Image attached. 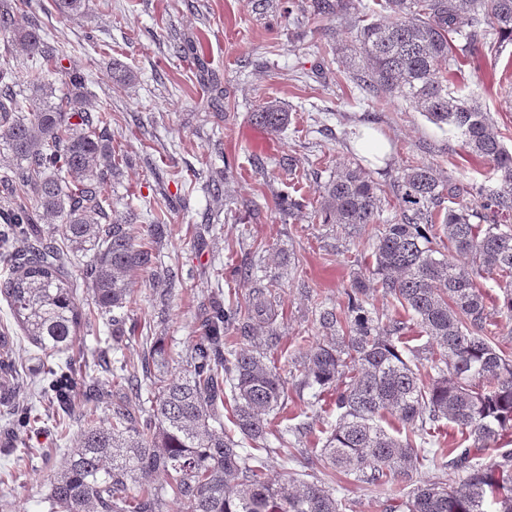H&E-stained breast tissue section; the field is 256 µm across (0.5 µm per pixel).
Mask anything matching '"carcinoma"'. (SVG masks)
Returning a JSON list of instances; mask_svg holds the SVG:
<instances>
[{"label":"carcinoma","instance_id":"obj_1","mask_svg":"<svg viewBox=\"0 0 512 512\" xmlns=\"http://www.w3.org/2000/svg\"><path fill=\"white\" fill-rule=\"evenodd\" d=\"M374 4L372 13L356 16L350 48L364 97L400 99L438 127H448L502 182L497 191L473 189L471 199L456 207L444 203L461 189L444 183L432 165L404 167L390 185L398 218L376 238L375 274L382 294L411 314L435 345L428 364L405 342L408 321L374 314L366 307L368 289L355 280L346 310L319 311L320 325L335 336L311 344L301 357L299 390L318 388L312 394L317 401L333 390L336 426L319 457L303 463L310 479L272 481L265 477L266 442L284 435L270 415L288 401V382L266 350L267 343L277 342V310L262 288L245 311L213 296L200 319L202 335L181 359L182 375L169 374L171 356L160 337L143 346L139 359H123L112 370L134 404L114 407L99 421L92 408L82 411L89 422L50 478V512H163L168 499L180 512H342L336 473L379 484L391 472L411 482L416 465L426 460L422 448L443 420L457 428L462 441L441 453L447 458L442 467L465 476L451 484H415L407 512H512V449L498 450L489 463H472L512 431V355L500 347L476 282L496 276L503 294L500 313L511 319L512 230L472 223L512 211V151L481 103L451 89L474 51L497 53L512 44V0ZM26 6L28 0H0V32L11 34L36 61L28 67L23 92L7 82L12 60L0 58V149L10 158L0 182L25 195L0 227V244L27 243L14 256L19 265L0 284V293L28 341L60 357L58 369L49 373L59 376L63 439L65 419L76 413L68 397L74 370L68 352L89 323L76 302L77 288L91 291L98 316L112 323V346L119 347L134 311L130 277L148 273L153 287L163 289L174 281L171 272L158 271L157 245L171 228L151 224V242L137 243L125 225L111 220L106 185L123 162L108 132L112 113L96 105L81 73L61 66L37 28L15 27L14 13ZM312 8L339 16L355 5L312 0ZM466 12L471 16L465 21ZM51 72L68 78L61 96ZM288 118L277 101L252 115L275 134ZM382 193L366 169L352 163L324 185L317 214L324 224L361 231L376 223L385 204ZM38 216L60 223L61 235L44 231ZM73 248L92 253L80 282L66 268ZM445 249L467 262L443 257ZM234 326L249 335L250 346L238 348L224 335ZM427 368L434 374L425 376ZM226 386L238 440L221 420ZM390 418L398 424L393 434L382 426Z\"/></svg>","mask_w":512,"mask_h":512}]
</instances>
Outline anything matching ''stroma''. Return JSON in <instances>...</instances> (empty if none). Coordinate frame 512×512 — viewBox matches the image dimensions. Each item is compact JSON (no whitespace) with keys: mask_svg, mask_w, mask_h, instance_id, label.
Here are the masks:
<instances>
[{"mask_svg":"<svg viewBox=\"0 0 512 512\" xmlns=\"http://www.w3.org/2000/svg\"><path fill=\"white\" fill-rule=\"evenodd\" d=\"M37 24L47 41L65 55V67L84 75L98 105L112 111V142L127 159L108 192L119 216L131 219L135 240L148 236L146 207L162 211L173 227L161 263L180 270L184 283L158 298L147 274L131 278L139 308L125 325L120 349L112 327L96 319L81 329L73 357L93 364L99 351L108 359L135 358L146 336L164 337L172 353H184L199 336V318L224 272V300L247 304L255 283H274L278 311L276 347L268 350L288 383L300 377L299 350L322 339L315 303L337 307L353 279L365 281L377 313L393 315L374 273L373 244L398 205L388 200L368 232L345 236L321 223L314 209L322 186L337 169L363 159L357 134L372 129L387 145L380 159L364 166L380 188H388L399 167L430 164L441 179L465 187H500L491 165L471 155L461 138L422 113L389 98L364 102L342 45L355 33L351 17L322 18L305 10L289 19L285 0H86L83 13L63 16L54 0H37L35 11L19 13ZM480 71L465 68L466 94L480 100L512 148V46L500 55L479 52ZM130 70L132 82H117L113 64ZM278 100L291 114L282 133L251 121V112ZM222 179L221 195L208 189ZM305 197L309 208L281 215L280 194ZM213 233L201 232L204 224ZM14 339V379L0 375V414L30 403L40 420L33 427L0 421V512H48L45 497L74 436L83 426L70 421L71 436L59 439L56 406L39 391L47 377L46 357L23 336L0 297V331ZM120 390L112 373L99 368L74 381L75 403L95 405L100 418L112 413ZM331 396L307 409L297 396L276 416L292 428L298 458L314 456L335 427ZM455 473L425 465L412 482L388 475L385 483H360L337 475L344 512H389L405 501L413 481L453 482Z\"/></svg>","mask_w":512,"mask_h":512,"instance_id":"35a3bbf8","label":"stroma"}]
</instances>
